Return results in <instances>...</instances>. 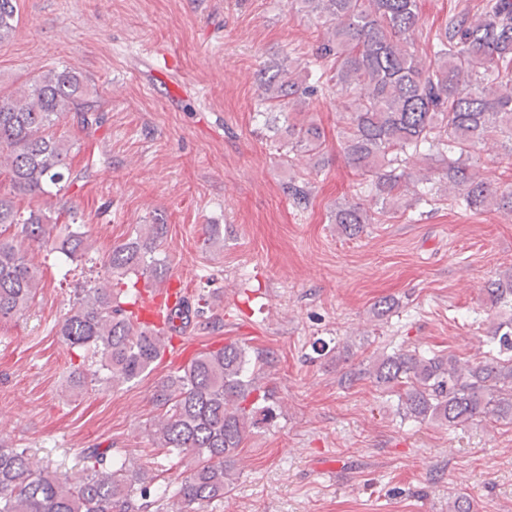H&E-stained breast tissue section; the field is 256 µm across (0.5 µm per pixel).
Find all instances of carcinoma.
<instances>
[{"label": "carcinoma", "mask_w": 512, "mask_h": 512, "mask_svg": "<svg viewBox=\"0 0 512 512\" xmlns=\"http://www.w3.org/2000/svg\"><path fill=\"white\" fill-rule=\"evenodd\" d=\"M327 25L312 59L303 67L332 62L336 74L316 76L322 86L345 97L349 128L344 140L348 163L373 178L385 206L401 189L393 165L420 157L426 145L448 154L444 179L453 202L469 210L495 208L512 213V189L494 187L472 170L466 157L481 141L503 136L512 151V0H482L475 13L453 17L429 52L410 50L421 21L417 0H290ZM19 22V0H0V42ZM262 101L281 113L285 145L317 153L323 132L307 120L306 79L282 70L260 77ZM86 81L66 67L48 68L6 91L0 88V321L29 312L41 286L39 269L25 247L50 248L69 260L92 248L89 229L75 221L77 206L65 201L54 211L16 199L53 195L84 178L68 163L72 143L57 135L68 114L84 127L99 122ZM70 218L64 234L62 217ZM375 217L358 204H341L334 223L348 236L363 232ZM11 236H4L9 229ZM163 225L145 224L136 236L115 245L101 260L105 277L75 289L59 336L72 348L91 352L98 365L93 381L131 382L150 371L172 335L191 325L210 328L216 319L203 292L178 300L169 329L156 330L137 319L113 296L129 274L158 282L170 277L167 257L157 253ZM497 322L490 329L497 354L464 365L453 355L430 357L399 349L371 360L350 374L378 385H397L398 406L406 418L449 427L479 417L512 424V270L485 288ZM261 368L247 349L230 342L201 351L167 379L155 401L164 412L149 425L155 450L187 461V475L174 493L176 512H198L224 498L248 435L275 423L279 407L273 392L259 384ZM79 478L52 470L0 440V512H164L166 490L152 469L135 459L91 451Z\"/></svg>", "instance_id": "carcinoma-1"}]
</instances>
